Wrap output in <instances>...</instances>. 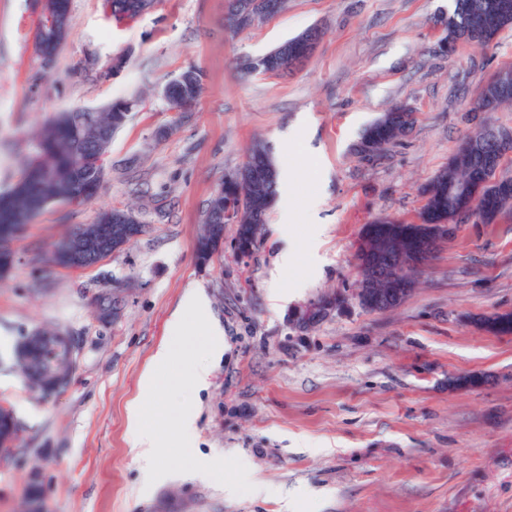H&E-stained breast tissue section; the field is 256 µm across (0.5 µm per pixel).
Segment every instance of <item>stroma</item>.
<instances>
[{"instance_id": "obj_1", "label": "stroma", "mask_w": 512, "mask_h": 512, "mask_svg": "<svg viewBox=\"0 0 512 512\" xmlns=\"http://www.w3.org/2000/svg\"><path fill=\"white\" fill-rule=\"evenodd\" d=\"M452 4L288 0L236 33L225 0H154L121 24L102 0H70L68 34L47 63L34 50L38 0H0V138L15 147L0 155V191L49 116L139 101L98 195L47 205L11 244L0 402L22 435L0 457V512H19L34 470L46 512H512V335L483 324L512 312V210L460 225L399 306L369 312L356 297L363 225L382 213L416 220L423 187L483 118L474 98L512 68V29L486 48L443 51ZM312 26L323 36L293 73L236 69ZM191 67L203 92L171 111L163 88ZM396 105L412 111V128L364 160V129ZM290 132L297 147L286 151ZM257 139L288 170L291 237L274 209L250 253H237L228 224L223 255L199 264L207 205ZM128 206L144 231L123 250L92 267L51 262L99 210ZM192 290L208 298L209 317L188 323L159 391L144 397L140 378ZM325 295L340 306L302 325ZM100 296L116 298L114 317L100 319ZM38 326L69 336L75 358L68 386L46 398L11 366L18 337ZM185 348L209 368L205 388L182 378ZM470 375L482 384H461ZM136 403L159 438L153 477L138 462ZM186 410L188 451L170 440Z\"/></svg>"}]
</instances>
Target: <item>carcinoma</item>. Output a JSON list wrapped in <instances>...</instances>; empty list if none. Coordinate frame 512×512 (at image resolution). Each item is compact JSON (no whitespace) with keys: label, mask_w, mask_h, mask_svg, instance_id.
<instances>
[{"label":"carcinoma","mask_w":512,"mask_h":512,"mask_svg":"<svg viewBox=\"0 0 512 512\" xmlns=\"http://www.w3.org/2000/svg\"><path fill=\"white\" fill-rule=\"evenodd\" d=\"M45 11L35 21L34 45L44 60L54 55L67 35L70 23V0H45ZM492 0H454V8L444 21L445 33L461 43L481 47L493 44L500 34L512 28V14L500 16L490 9ZM481 15L485 26L473 30L467 20ZM64 20V30L54 40L43 36L49 22ZM302 65L297 58L274 63L259 70L239 64L246 73H271L286 75ZM202 91L199 72L188 69L172 80V86L165 93L171 110H181L196 101ZM135 101L125 99L114 103L100 112H58L28 140V152L21 160L19 179L7 190L0 192V208L12 215L16 223L23 226L48 204L58 201L90 199L93 190L89 183L103 181L105 169H94L91 161L95 153H106L112 138L128 123ZM413 123V113L396 107L368 125L362 134L359 152L368 160L382 155L390 145L402 137ZM512 151V143L497 146L489 143L482 149L474 148L464 140L448 166L440 170L424 191L425 203L418 221L407 223L389 215L377 216L362 228L361 236L366 242L365 261L370 275L387 274L394 276L395 268L404 256L421 251L422 246L432 240V230L441 224L455 227L462 221L455 220L466 212L472 201L482 208L480 223L494 224L507 209H512V180L498 178L496 172H489L482 156L494 155L502 160ZM248 158L271 170V177L257 183H241L237 175L225 180L212 197L204 217V230L196 243V259L203 262L205 248L210 242V214L227 206L243 210L254 224L267 223L269 211L277 191V170L266 146L256 141L252 144ZM407 287L398 296L369 295L359 298V303L368 311H386L399 306L410 295ZM486 328L497 335H512V313L496 314L485 320ZM49 330L29 331L17 342L14 358L23 376L31 372L43 373L50 378L57 373L70 375L74 369V357L59 361V354L47 337Z\"/></svg>","instance_id":"carcinoma-1"}]
</instances>
